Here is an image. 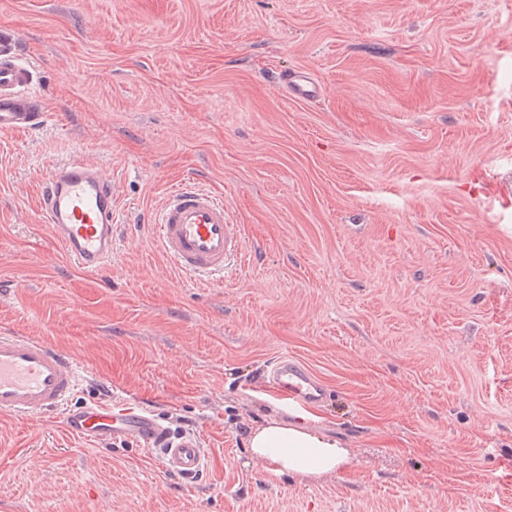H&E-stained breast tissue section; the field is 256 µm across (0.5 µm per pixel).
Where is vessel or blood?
Here are the masks:
<instances>
[{"mask_svg": "<svg viewBox=\"0 0 512 512\" xmlns=\"http://www.w3.org/2000/svg\"><path fill=\"white\" fill-rule=\"evenodd\" d=\"M291 97L311 101L321 91L307 76L282 74ZM33 74L8 47L0 49V130L28 131L44 122ZM116 182L81 155L52 166L39 206L67 260L78 270H102L116 233ZM161 252L179 273L208 283L236 270L246 258L241 227L215 192L184 182L167 195L153 226ZM83 373L69 353L42 340L0 332V417L28 419L62 413L72 436L97 441H134L157 456L167 471L194 480L204 467L198 435L174 432L155 414L96 402L72 407ZM265 377L285 399L312 404L327 390L299 362L281 358Z\"/></svg>", "mask_w": 512, "mask_h": 512, "instance_id": "1", "label": "vessel or blood"}]
</instances>
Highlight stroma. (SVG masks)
Here are the masks:
<instances>
[{"mask_svg": "<svg viewBox=\"0 0 512 512\" xmlns=\"http://www.w3.org/2000/svg\"><path fill=\"white\" fill-rule=\"evenodd\" d=\"M1 34L47 118L0 130V330L88 369L74 405L147 408L207 465L189 484L62 415L0 418V512H512V0H0ZM76 153L118 178L94 274L38 210ZM179 182L242 224L232 275L161 253ZM284 353L329 391L335 475L250 458L288 415L261 379ZM280 82L287 94L296 99L311 101L321 95L319 87L303 74L284 73L280 77Z\"/></svg>", "mask_w": 512, "mask_h": 512, "instance_id": "obj_1", "label": "stroma"}]
</instances>
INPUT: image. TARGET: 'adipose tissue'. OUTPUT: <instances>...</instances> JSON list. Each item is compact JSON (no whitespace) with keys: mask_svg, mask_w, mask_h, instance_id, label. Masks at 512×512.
I'll list each match as a JSON object with an SVG mask.
<instances>
[{"mask_svg":"<svg viewBox=\"0 0 512 512\" xmlns=\"http://www.w3.org/2000/svg\"><path fill=\"white\" fill-rule=\"evenodd\" d=\"M251 457L274 475L325 477L344 468L349 452L341 442L310 425L305 413L294 419L273 417L248 438Z\"/></svg>","mask_w":512,"mask_h":512,"instance_id":"ef3b65f1","label":"adipose tissue"}]
</instances>
